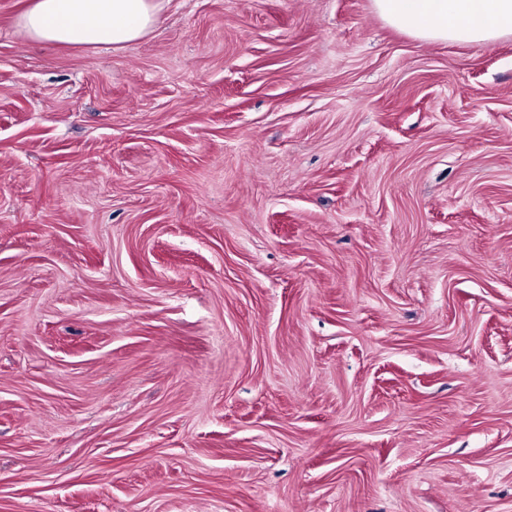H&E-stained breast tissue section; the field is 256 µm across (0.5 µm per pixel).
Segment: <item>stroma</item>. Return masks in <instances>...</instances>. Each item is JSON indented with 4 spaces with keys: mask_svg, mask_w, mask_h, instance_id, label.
<instances>
[{
    "mask_svg": "<svg viewBox=\"0 0 512 512\" xmlns=\"http://www.w3.org/2000/svg\"><path fill=\"white\" fill-rule=\"evenodd\" d=\"M0 0V512H512V37ZM165 0H30L16 21L32 42L122 48L160 22Z\"/></svg>",
    "mask_w": 512,
    "mask_h": 512,
    "instance_id": "1",
    "label": "stroma"
}]
</instances>
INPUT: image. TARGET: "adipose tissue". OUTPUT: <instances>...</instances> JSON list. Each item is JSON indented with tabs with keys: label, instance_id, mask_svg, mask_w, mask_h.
Here are the masks:
<instances>
[{
	"label": "adipose tissue",
	"instance_id": "ef3b65f1",
	"mask_svg": "<svg viewBox=\"0 0 512 512\" xmlns=\"http://www.w3.org/2000/svg\"><path fill=\"white\" fill-rule=\"evenodd\" d=\"M164 0H30L16 21L33 42L122 48L160 22ZM385 22L427 42L488 43L512 35V0H372Z\"/></svg>",
	"mask_w": 512,
	"mask_h": 512
}]
</instances>
